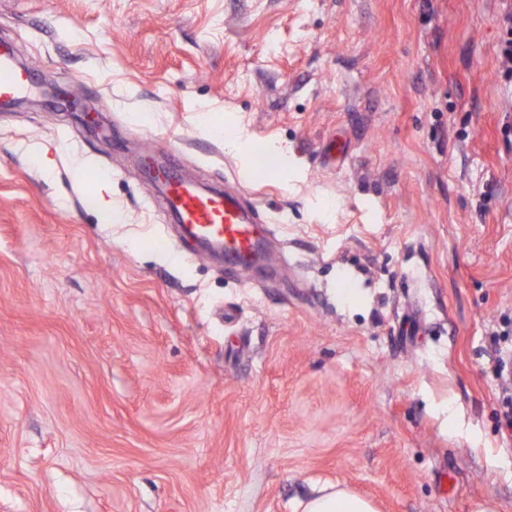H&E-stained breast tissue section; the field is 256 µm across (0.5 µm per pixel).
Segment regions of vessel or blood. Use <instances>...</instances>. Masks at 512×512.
Instances as JSON below:
<instances>
[{
	"label": "vessel or blood",
	"instance_id": "b4317fda",
	"mask_svg": "<svg viewBox=\"0 0 512 512\" xmlns=\"http://www.w3.org/2000/svg\"><path fill=\"white\" fill-rule=\"evenodd\" d=\"M30 80V74L15 65L11 49L1 45L0 100L23 95ZM154 176L179 224L191 237L222 243L229 260L239 266L261 251L270 230L267 225L257 223L246 207L244 190L205 193L165 166L155 168Z\"/></svg>",
	"mask_w": 512,
	"mask_h": 512
}]
</instances>
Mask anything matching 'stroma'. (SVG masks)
Segmentation results:
<instances>
[{"instance_id": "35a3bbf8", "label": "stroma", "mask_w": 512, "mask_h": 512, "mask_svg": "<svg viewBox=\"0 0 512 512\" xmlns=\"http://www.w3.org/2000/svg\"><path fill=\"white\" fill-rule=\"evenodd\" d=\"M501 9L0 0L34 86L95 109L0 108V512H301L337 483L377 512H512ZM147 146L244 188L280 275L183 238ZM211 135L224 137V143L233 149L247 156L250 146L253 143V137L245 128L238 124H227L218 118L212 120V125L208 126Z\"/></svg>"}]
</instances>
